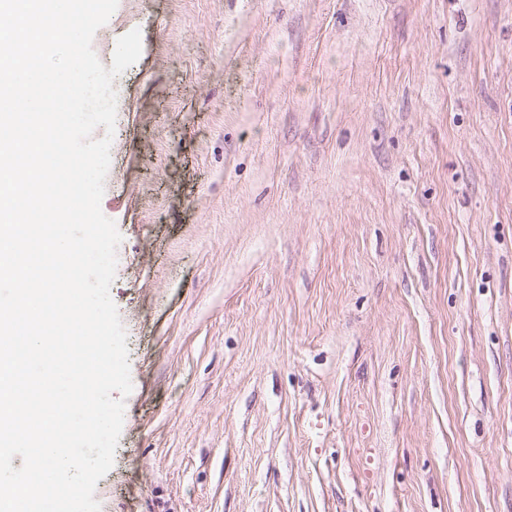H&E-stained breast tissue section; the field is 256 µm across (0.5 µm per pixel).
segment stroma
<instances>
[{
  "label": "stroma",
  "mask_w": 512,
  "mask_h": 512,
  "mask_svg": "<svg viewBox=\"0 0 512 512\" xmlns=\"http://www.w3.org/2000/svg\"><path fill=\"white\" fill-rule=\"evenodd\" d=\"M133 390L101 512H512V0H118Z\"/></svg>",
  "instance_id": "stroma-1"
}]
</instances>
